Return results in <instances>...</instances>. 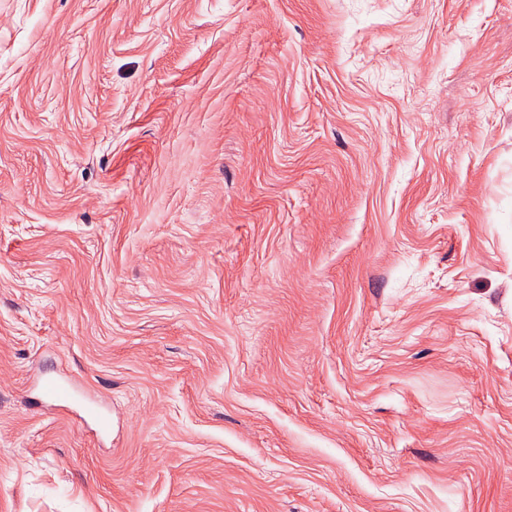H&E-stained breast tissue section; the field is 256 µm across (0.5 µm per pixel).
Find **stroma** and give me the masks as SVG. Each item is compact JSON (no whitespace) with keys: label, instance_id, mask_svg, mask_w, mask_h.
Listing matches in <instances>:
<instances>
[{"label":"stroma","instance_id":"stroma-1","mask_svg":"<svg viewBox=\"0 0 512 512\" xmlns=\"http://www.w3.org/2000/svg\"><path fill=\"white\" fill-rule=\"evenodd\" d=\"M0 512H512V0H0ZM41 398L64 404V406H77L83 414L82 418L92 421L101 431L109 429V421L99 407L91 402L79 398L78 391L67 378H47L38 385Z\"/></svg>","mask_w":512,"mask_h":512}]
</instances>
